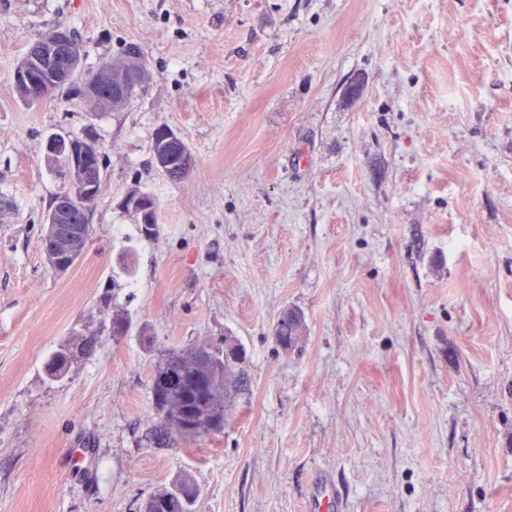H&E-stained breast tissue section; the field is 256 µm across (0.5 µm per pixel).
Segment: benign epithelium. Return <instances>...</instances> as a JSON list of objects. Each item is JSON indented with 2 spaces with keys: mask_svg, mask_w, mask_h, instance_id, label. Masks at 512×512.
Returning a JSON list of instances; mask_svg holds the SVG:
<instances>
[{
  "mask_svg": "<svg viewBox=\"0 0 512 512\" xmlns=\"http://www.w3.org/2000/svg\"><path fill=\"white\" fill-rule=\"evenodd\" d=\"M62 52L69 55V62L64 70L52 75L51 80H44L39 73L28 68L26 60L21 59L14 69V81L35 99L56 94L71 84L82 66L80 50L73 44L70 30L57 27L39 46L46 70H54V64ZM117 71L119 68L112 63L105 75L78 81L76 88L79 96L94 98L105 105L112 104V99L121 96L128 83L138 81L137 74L125 72L115 79L113 73ZM45 151L51 160L56 157L66 159L65 181L47 215L46 239L41 241L46 264L56 274L63 275L77 260L71 249L72 240L86 236L87 225L94 223L96 178L102 167L100 145L87 135L52 137L47 140ZM125 204L139 209L141 223H152V197L143 193L128 196Z\"/></svg>",
  "mask_w": 512,
  "mask_h": 512,
  "instance_id": "1",
  "label": "benign epithelium"
}]
</instances>
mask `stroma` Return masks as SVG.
<instances>
[{"label":"stroma","instance_id":"obj_1","mask_svg":"<svg viewBox=\"0 0 512 512\" xmlns=\"http://www.w3.org/2000/svg\"><path fill=\"white\" fill-rule=\"evenodd\" d=\"M59 24L89 69L141 47L129 107L18 97ZM162 126L185 181L153 161ZM55 133L106 170L61 276L39 249ZM0 200V512H139L183 478L198 512H308L324 478L347 512H512V0H0ZM228 340L248 387L223 432L151 445L155 363ZM165 159H167L166 163H168V167L166 168V173L163 175L169 180L177 182L183 180L189 175L193 158L191 152L183 141L182 150L166 151ZM152 203V197L147 194L138 193L135 196H127L125 199V205H129L131 208H138L140 212L141 223L138 224V229L142 236L150 238V235L146 234V229L143 224H152L151 212H154V206ZM304 336V320L301 313L289 309L278 319L274 330L276 342L285 349L298 347ZM100 336L98 333H79L60 343L43 363L44 378L52 383L64 379L74 364L94 353L91 351L94 345L98 346Z\"/></svg>","mask_w":512,"mask_h":512}]
</instances>
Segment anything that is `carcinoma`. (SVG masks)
<instances>
[{
    "label": "carcinoma",
    "instance_id": "cac0c4a2",
    "mask_svg": "<svg viewBox=\"0 0 512 512\" xmlns=\"http://www.w3.org/2000/svg\"><path fill=\"white\" fill-rule=\"evenodd\" d=\"M118 63L127 72L145 70L144 55L136 44H129ZM166 173L169 180L181 181L189 175L192 155L187 146L180 151H166ZM304 336V320L301 313L289 309L278 319L274 330L276 342L285 349L298 347ZM97 333H79L60 343L57 349L44 361V378L52 383L59 382L69 374L79 360L92 355L98 345ZM203 342L186 351H173L157 362L151 376L157 393L153 397L156 417L151 420L147 434L149 442L159 448L179 443L196 441L207 436L205 431L188 432L181 430L180 417L189 411L203 422L226 413L227 399L245 384L243 364L246 357L230 359L221 350L212 351L209 361H201L200 352L207 348ZM199 372L209 378L210 388L206 393H195L192 375ZM186 376L179 387L166 389L162 381L170 375ZM199 489L195 483L183 479L172 487L160 490L147 498L140 506L141 512H196Z\"/></svg>",
    "mask_w": 512,
    "mask_h": 512
}]
</instances>
